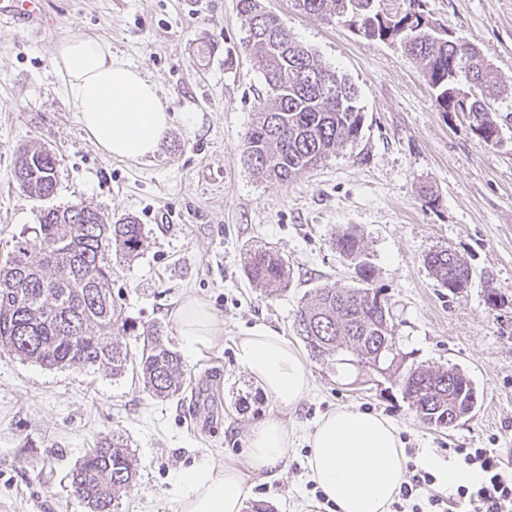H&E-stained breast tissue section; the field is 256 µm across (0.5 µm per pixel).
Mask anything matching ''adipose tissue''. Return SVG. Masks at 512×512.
<instances>
[{
	"instance_id": "ef3b65f1",
	"label": "adipose tissue",
	"mask_w": 512,
	"mask_h": 512,
	"mask_svg": "<svg viewBox=\"0 0 512 512\" xmlns=\"http://www.w3.org/2000/svg\"><path fill=\"white\" fill-rule=\"evenodd\" d=\"M62 93L92 143L106 155L129 160L153 156L173 126L155 84L139 70L113 57L110 44L89 37L59 42L51 59ZM186 351L213 341L217 321L207 304L186 299L176 315ZM240 367L280 408L290 409L311 388L305 359L266 326L250 328L235 342ZM294 432L268 414L247 435L244 461L228 460L222 469L203 462L180 476L181 512H242L249 475L276 476L292 446ZM307 477L337 512H390L406 476L407 457L393 420L346 406L323 416L307 436ZM418 465L434 472L448 491L469 485L477 472L443 463L422 449Z\"/></svg>"
}]
</instances>
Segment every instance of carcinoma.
Masks as SVG:
<instances>
[{
    "mask_svg": "<svg viewBox=\"0 0 512 512\" xmlns=\"http://www.w3.org/2000/svg\"><path fill=\"white\" fill-rule=\"evenodd\" d=\"M303 12L326 20L346 19L368 39L398 41L425 69L439 110L463 99L479 140L501 142V126L491 103L508 96L477 44L447 35L423 13L381 14L374 0H295ZM247 25L245 48L259 60L271 97L259 105L246 133L240 160L275 182H287L320 166L340 148L358 139L363 114L357 89L322 64L317 51L293 38L262 0H236ZM425 22L419 31L404 30L409 16ZM57 158L41 145L18 149L14 180L32 197L57 192ZM39 244L16 238L0 267V351L46 367L105 369L114 376L135 372L149 397L165 400L184 393L186 372L180 354L156 326L142 330L139 354L120 338L138 327L122 316L112 297L109 253L124 259L143 246L144 225L132 217L111 221L79 204L41 211L35 228ZM336 249L354 261L358 285L319 289L298 308L293 328L312 360L331 368H370L398 378L409 407L427 425L450 427V417L467 413L476 394L472 380L456 367H417L402 371L404 357L386 300L372 287L374 266L363 239L352 231L336 238ZM427 264L442 287H467L472 270L465 258L446 249L428 254ZM245 273L255 287L272 296L288 287V261L263 247L249 250ZM137 463L118 436L88 449L69 472V486L85 512H112L113 502L129 493Z\"/></svg>",
    "mask_w": 512,
    "mask_h": 512,
    "instance_id": "obj_1",
    "label": "carcinoma"
}]
</instances>
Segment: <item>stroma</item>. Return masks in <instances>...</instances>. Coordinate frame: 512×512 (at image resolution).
Masks as SVG:
<instances>
[{"instance_id":"1","label":"stroma","mask_w":512,"mask_h":512,"mask_svg":"<svg viewBox=\"0 0 512 512\" xmlns=\"http://www.w3.org/2000/svg\"><path fill=\"white\" fill-rule=\"evenodd\" d=\"M54 27L0 26V261L47 207L84 202L127 215L147 242L115 265L112 296L141 326H159L181 351L175 313L187 297L218 319L215 340L182 361L185 393L155 400L132 374L48 369L0 354V512H84L65 479L88 448L116 434L139 467L114 512H179L178 479L201 460L221 469L243 459L250 426L274 410L237 364L234 342L264 325L298 345V307L320 288L358 283L334 245L362 237L393 314L408 368L457 367L477 391L475 412L437 430L409 408L398 383L368 370L336 373L309 361L312 388L284 411L296 439L283 471L252 477L248 504L271 512H332L306 477L305 437L339 406L392 419L408 458L430 448H498L512 463V99L497 103L498 145L482 143L462 112H442L419 63L400 45L371 40L344 23L299 11L294 0H263L298 42L358 90L359 138L289 182L257 175L239 160L266 87L242 47L235 0H47ZM425 15L477 44L512 87V0H421ZM73 37L109 42L112 53L155 83L176 118L156 157L126 161L89 140L51 67L55 45ZM191 123H184L183 113ZM40 144L58 160V190L40 200L13 179L20 146ZM437 200L426 203L423 188ZM287 260L290 283L267 297L247 279L255 246ZM446 249L473 270L452 293L431 274L429 252ZM498 293L487 302L488 288Z\"/></svg>"}]
</instances>
